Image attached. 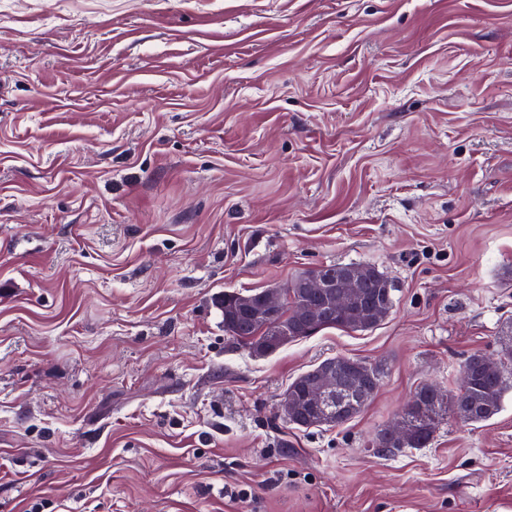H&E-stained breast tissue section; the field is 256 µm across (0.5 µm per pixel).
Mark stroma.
I'll return each instance as SVG.
<instances>
[{
  "instance_id": "obj_1",
  "label": "stroma",
  "mask_w": 512,
  "mask_h": 512,
  "mask_svg": "<svg viewBox=\"0 0 512 512\" xmlns=\"http://www.w3.org/2000/svg\"><path fill=\"white\" fill-rule=\"evenodd\" d=\"M334 262L378 326L225 333ZM475 353L512 357V0H0V512H512V389L372 445ZM336 356L377 394L290 427ZM349 264H327L302 271L292 277L285 286L280 288L285 290L287 298L281 309L282 294L279 290H263L259 295L249 296L244 299L248 310L256 315L275 316L280 310V315L273 321H265L254 318L248 311L240 309L238 302L234 299L236 292L224 293L220 301L222 310L224 309V331L236 342L254 356H266L272 354L287 345L288 342L301 338L314 336L325 329H341L346 331H366L377 326L393 307L394 299L389 280L375 266L367 265L374 271V277L370 281L372 274L363 266L353 267L342 276L336 279L333 275H320L307 280L302 288H293L301 283L307 274L319 269L325 270V273L334 271L339 273L349 266ZM388 286V288H383ZM310 288L307 295L310 298L303 310L302 319L310 322H316L325 315L335 310L344 309L348 305L347 299L353 295H363L366 288V299L364 307L373 301H384L387 310L385 316L378 322L357 326L353 324L349 316L345 313L329 314L323 320L308 326L301 325L297 319L296 313L301 304L308 300L305 290ZM256 292V293H260ZM384 307L372 305L367 309V313L373 317L384 315ZM286 330L287 333H284ZM296 335H289V333ZM275 336H278L274 339ZM276 341L277 346H270L271 342ZM336 359H343L346 362H355L370 368L373 380L371 379H347L340 378L341 385L343 386V394L336 397V366L331 360L323 361L316 369L317 384L315 386L306 387L314 382L315 367L302 373L296 377L286 389L285 394L292 389L296 398L299 400V408L296 412L295 420L288 419V424L296 428H312L322 425L324 421L321 416L324 415L325 406L328 402L332 401L325 413V426H338L352 419L359 412H361L377 394L383 378L386 374V369L381 364H367L365 362L354 360L351 358L336 356ZM305 376L299 382V378ZM306 390V399L309 405L319 414V418L307 421L311 417V413L304 401L302 400L303 394ZM353 393L360 395L358 400L349 398ZM307 421V422H306ZM299 422L303 423L302 427ZM305 422V423H304Z\"/></svg>"
}]
</instances>
